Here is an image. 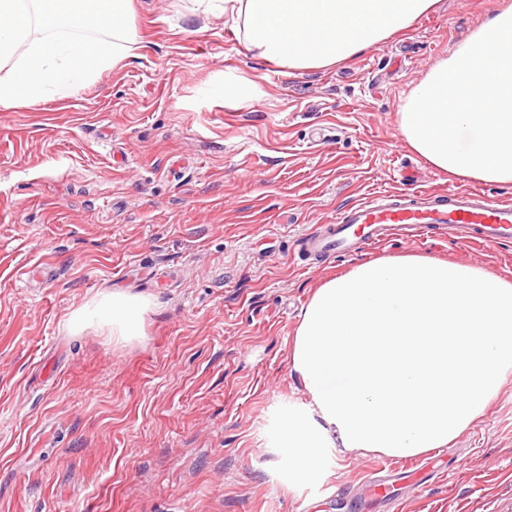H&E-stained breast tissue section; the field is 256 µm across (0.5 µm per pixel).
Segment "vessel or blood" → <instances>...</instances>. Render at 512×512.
<instances>
[{
    "mask_svg": "<svg viewBox=\"0 0 512 512\" xmlns=\"http://www.w3.org/2000/svg\"><path fill=\"white\" fill-rule=\"evenodd\" d=\"M441 227L469 241L506 242L512 240V204L477 189L386 192L308 230L300 246L326 260L377 244L397 230L432 234Z\"/></svg>",
    "mask_w": 512,
    "mask_h": 512,
    "instance_id": "b4317fda",
    "label": "vessel or blood"
}]
</instances>
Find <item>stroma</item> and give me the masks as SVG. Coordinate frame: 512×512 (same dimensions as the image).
<instances>
[{"label":"stroma","mask_w":512,"mask_h":512,"mask_svg":"<svg viewBox=\"0 0 512 512\" xmlns=\"http://www.w3.org/2000/svg\"><path fill=\"white\" fill-rule=\"evenodd\" d=\"M510 4L440 0L299 72L192 0H134L137 57L73 97L0 107V512H512V376L447 447L337 449L322 492L276 480L262 438L304 398L290 350L322 281L402 254L512 279V242L399 234L321 262L296 247L372 194L461 187L402 144L398 110ZM229 73L259 99L211 97ZM115 290L151 297L143 338L67 329Z\"/></svg>","instance_id":"obj_1"}]
</instances>
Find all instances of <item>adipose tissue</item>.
Returning <instances> with one entry per match:
<instances>
[{
    "mask_svg": "<svg viewBox=\"0 0 512 512\" xmlns=\"http://www.w3.org/2000/svg\"><path fill=\"white\" fill-rule=\"evenodd\" d=\"M243 31L247 52L317 72L407 31L437 0H195ZM401 141L432 168L512 186V6L434 64L398 111ZM149 296L113 291L73 311L71 332L143 334ZM290 363L305 399L264 430L273 475L321 483L336 449L413 457L443 448L512 375V281L421 255L382 257L327 279L295 332Z\"/></svg>",
    "mask_w": 512,
    "mask_h": 512,
    "instance_id": "ef3b65f1",
    "label": "adipose tissue"
}]
</instances>
